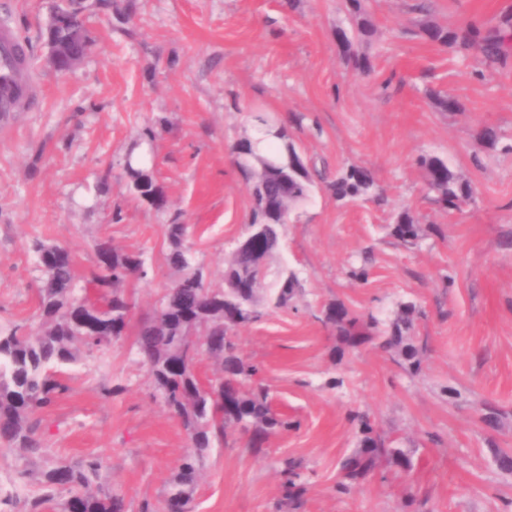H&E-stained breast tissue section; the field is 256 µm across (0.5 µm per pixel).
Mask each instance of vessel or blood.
Returning <instances> with one entry per match:
<instances>
[{
	"label": "vessel or blood",
	"mask_w": 512,
	"mask_h": 512,
	"mask_svg": "<svg viewBox=\"0 0 512 512\" xmlns=\"http://www.w3.org/2000/svg\"><path fill=\"white\" fill-rule=\"evenodd\" d=\"M20 39L9 21H0V122L9 121L19 100L32 98L38 87L27 60L17 55Z\"/></svg>",
	"instance_id": "b4317fda"
}]
</instances>
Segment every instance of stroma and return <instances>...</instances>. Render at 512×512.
Masks as SVG:
<instances>
[{
	"label": "stroma",
	"mask_w": 512,
	"mask_h": 512,
	"mask_svg": "<svg viewBox=\"0 0 512 512\" xmlns=\"http://www.w3.org/2000/svg\"><path fill=\"white\" fill-rule=\"evenodd\" d=\"M110 0L90 13L92 53L66 75L48 64L49 0H0L30 51L39 88L0 125V327L38 328L40 272L34 238L67 246L78 276L96 264L95 244L144 252L147 279L126 284L133 327L148 318L179 273L167 261L172 211L189 224L194 265L223 282L229 254L246 232L249 191L233 147L245 115L277 113L309 162L329 174L356 164L383 193L338 201L324 186L293 207L269 278L295 271L290 308L238 328L241 352L260 368L272 409L288 431L255 451L246 436L203 452L193 512H279L281 462L305 471L302 512H512V472L493 451H512V58L489 67L424 40L423 24H489L512 17V0H370L374 36L353 38L369 73L348 63L337 34L351 31L343 0ZM435 89L462 108L437 111ZM486 126L500 139L488 148ZM153 128L154 176L168 199L157 210L129 190L126 155ZM436 155L471 181L460 212L433 204L417 160ZM406 208L435 225L420 245L390 234ZM366 266V281L351 279ZM343 302L388 319L414 303L424 344L419 374L372 344L338 348L320 316ZM126 333L70 370L67 395L41 416L50 456L107 461L101 485L124 496L126 512L157 500L188 451L181 423L161 404ZM502 414L491 429L483 404ZM368 412L397 437L411 472L387 469L346 490L339 461L357 446L351 420ZM43 462L0 450V496L38 493Z\"/></svg>",
	"instance_id": "obj_1"
}]
</instances>
